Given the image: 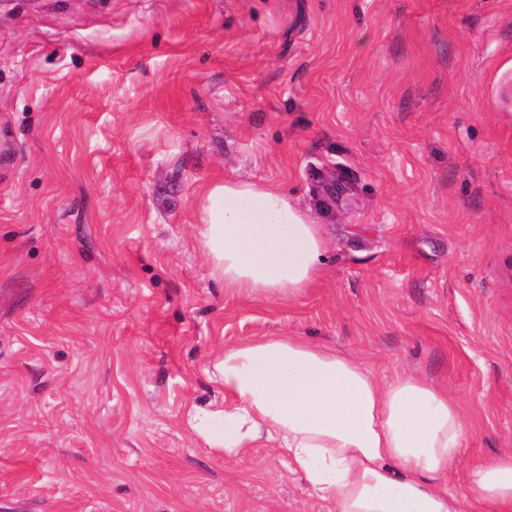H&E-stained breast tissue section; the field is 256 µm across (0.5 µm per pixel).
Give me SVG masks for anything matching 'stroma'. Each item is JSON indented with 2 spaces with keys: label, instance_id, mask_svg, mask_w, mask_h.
<instances>
[{
  "label": "stroma",
  "instance_id": "stroma-1",
  "mask_svg": "<svg viewBox=\"0 0 512 512\" xmlns=\"http://www.w3.org/2000/svg\"><path fill=\"white\" fill-rule=\"evenodd\" d=\"M512 0H0V512H327L188 427L248 336L447 386V475L512 448ZM325 224L294 299L225 294L215 179Z\"/></svg>",
  "mask_w": 512,
  "mask_h": 512
}]
</instances>
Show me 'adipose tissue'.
I'll list each match as a JSON object with an SVG mask.
<instances>
[{"label":"adipose tissue","instance_id":"ef3b65f1","mask_svg":"<svg viewBox=\"0 0 512 512\" xmlns=\"http://www.w3.org/2000/svg\"><path fill=\"white\" fill-rule=\"evenodd\" d=\"M198 234L225 293L294 298L322 277L320 224L276 187L215 179L196 199ZM224 402L192 432L228 459L269 445L331 512H512V451L475 460L458 487L463 409L416 374L379 381L358 359L297 336H251L213 363Z\"/></svg>","mask_w":512,"mask_h":512}]
</instances>
